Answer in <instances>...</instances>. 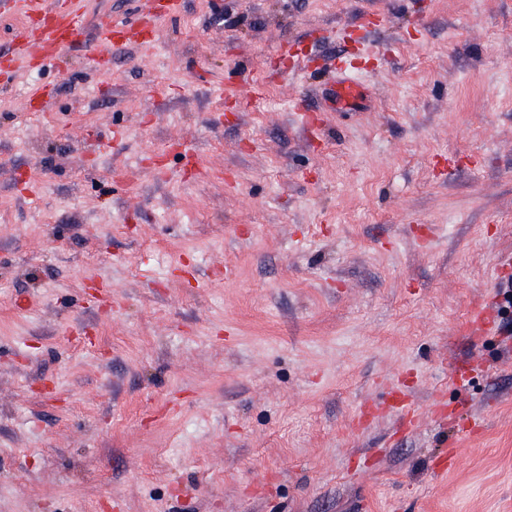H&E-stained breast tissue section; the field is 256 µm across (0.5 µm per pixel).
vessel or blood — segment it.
I'll return each mask as SVG.
<instances>
[{"instance_id": "b4317fda", "label": "vessel or blood", "mask_w": 512, "mask_h": 512, "mask_svg": "<svg viewBox=\"0 0 512 512\" xmlns=\"http://www.w3.org/2000/svg\"><path fill=\"white\" fill-rule=\"evenodd\" d=\"M134 13L106 19L97 32L92 64L107 75L113 49L124 45L152 53L156 46L157 22L179 14L182 0H134ZM0 14L25 17V25L14 32L10 54H0V75L14 76L31 65L65 70L70 48L85 26L81 0H0ZM325 97L329 109L352 110L363 104L367 91L350 74L348 65L337 62L331 69Z\"/></svg>"}]
</instances>
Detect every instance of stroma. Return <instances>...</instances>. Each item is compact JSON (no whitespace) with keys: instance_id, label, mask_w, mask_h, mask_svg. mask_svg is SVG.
<instances>
[{"instance_id":"35a3bbf8","label":"stroma","mask_w":512,"mask_h":512,"mask_svg":"<svg viewBox=\"0 0 512 512\" xmlns=\"http://www.w3.org/2000/svg\"><path fill=\"white\" fill-rule=\"evenodd\" d=\"M132 5L0 81V512H512V0H184L99 76ZM332 66L331 76L323 85L331 87L325 94L329 109L355 110L366 99V89L350 75L348 65L342 61L336 63V55L335 63Z\"/></svg>"}]
</instances>
